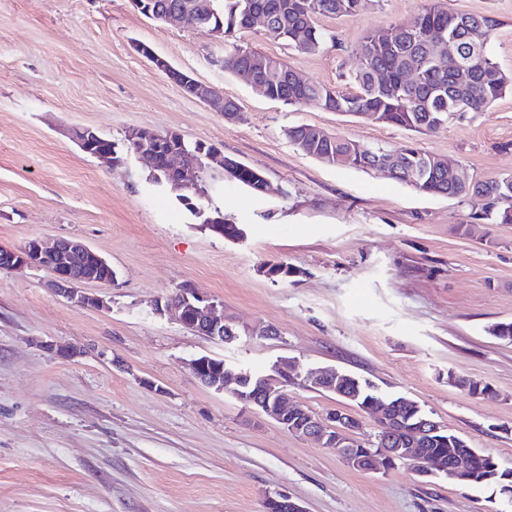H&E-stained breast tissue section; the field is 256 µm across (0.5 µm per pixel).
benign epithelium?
Instances as JSON below:
<instances>
[{"label": "benign epithelium", "mask_w": 512, "mask_h": 512, "mask_svg": "<svg viewBox=\"0 0 512 512\" xmlns=\"http://www.w3.org/2000/svg\"><path fill=\"white\" fill-rule=\"evenodd\" d=\"M436 41L442 50L429 49L428 55L437 63L449 59L457 60V42L453 37H445L438 32ZM193 97L211 104L216 111L224 113L228 121H237L241 112H224V97L212 87L198 81L192 82ZM71 137L82 150L97 158L109 160L111 154L98 147L97 135L87 127L75 128ZM128 139L136 146L135 154L148 162L150 169H158L166 174L167 182L176 189H198L199 167L193 152L189 151L184 139L178 140V146L161 149V137L153 132L134 130ZM45 268L53 274L51 288L58 296L71 304L83 308L104 309L107 302L95 295L87 294L81 288L86 282H110L113 276L109 262L87 244L73 239H59L47 246L38 239L27 242L20 250L0 249V269ZM173 308L178 320L187 329L209 338L224 340V332H233V320L224 315V303L203 295L196 289L185 285L168 300L160 311ZM209 358L197 356L188 363L192 374L207 386L218 392L224 391L228 381L239 384L238 378L224 372L210 375L207 370ZM312 384V387L329 392L340 399H352L346 389L344 377L337 369L326 367L319 373L303 375L297 371L293 362L281 358L273 366V373L264 378L261 390L254 396L242 399L252 413L277 422L289 432L317 442L323 448H331L352 468L364 472L379 470V463L388 467L399 461L417 462L418 473L424 477L446 475L451 479L466 467L463 457L448 460L435 454L421 455L418 449L405 439L389 432L381 439L380 447L370 455L358 452L361 442L356 432L361 428L360 420L351 413L334 411L315 415L297 402L288 401L286 389L290 385Z\"/></svg>", "instance_id": "obj_1"}]
</instances>
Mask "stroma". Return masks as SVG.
I'll use <instances>...</instances> for the list:
<instances>
[{
  "mask_svg": "<svg viewBox=\"0 0 512 512\" xmlns=\"http://www.w3.org/2000/svg\"><path fill=\"white\" fill-rule=\"evenodd\" d=\"M433 3L498 18L488 50L512 70V0H368L355 16L317 19L326 40L310 54L258 25L237 38L303 80L342 88L369 31ZM139 43L236 100L242 120L187 96ZM223 54V39L148 19L134 0H0V247L77 239L116 274L85 284L108 303L97 310L57 296L48 270H0V512H266L279 493L305 512H512L490 489L407 465L349 468L188 368L199 355L235 371L266 373L282 357L304 373L334 367L415 400L512 467V343L488 333L512 321V224L481 220L474 197L325 165L285 135L304 124L372 146L412 141L487 179L512 173V93L421 135L269 99L214 65ZM77 127L112 140L122 162L83 152L68 135ZM138 129L262 170L270 193L220 179L202 202L241 225L243 240L212 232L149 180L128 147ZM275 263L290 276L267 275ZM185 284L223 301L243 326L235 342L155 312ZM258 323L277 337L252 335ZM452 374L493 396L468 395Z\"/></svg>",
  "mask_w": 512,
  "mask_h": 512,
  "instance_id": "35a3bbf8",
  "label": "stroma"
}]
</instances>
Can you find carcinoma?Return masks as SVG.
<instances>
[{"label":"carcinoma","mask_w":512,"mask_h":512,"mask_svg":"<svg viewBox=\"0 0 512 512\" xmlns=\"http://www.w3.org/2000/svg\"><path fill=\"white\" fill-rule=\"evenodd\" d=\"M204 1L208 4L197 14V25L224 39V69L240 78L249 72L253 82L265 88V95L287 105L296 106L313 101L326 111L346 112L356 117L380 121L418 133H432L458 112H483L508 92H512V72L503 70L489 56L487 41H474L471 33L481 29L491 36L499 22L486 15L448 12L433 4L418 14L411 23L394 25L398 43L389 48L377 42L378 31L369 32L359 44V68L351 77L356 91L338 87L296 82L290 78L293 68L277 58L245 47L235 40L236 34L250 28L251 16L262 13L267 19L265 34L303 53H313L324 42V35L315 22L320 17L339 18L356 15L364 0H136L141 13L162 16L192 9ZM445 31L457 40L460 59L469 67L461 73L453 61L434 65L425 60L428 44L437 31ZM418 70L419 81L406 83L405 72ZM385 75L388 84L381 86L377 74ZM289 141L302 144L308 155L323 163L341 168L366 169L360 156L379 148L358 146L340 136L316 139L309 126L297 125L285 130ZM401 165L392 178L416 190L432 195L467 198L483 194L489 198L483 218L494 224H512V181L508 175L475 180L468 175L448 181V174L434 175L436 157L413 145H401ZM358 398L350 401L356 407L372 396L371 383L349 375ZM448 382L471 395H490L489 386L448 375ZM416 402L407 400L399 406L398 416L405 422L404 436L414 440L408 427L415 415ZM425 453L443 457L465 456L467 470L455 481L462 487L492 486L503 497L512 493V469L504 468L490 454L475 456L465 441L450 433L444 441L422 447Z\"/></svg>","instance_id":"cac0c4a2"}]
</instances>
